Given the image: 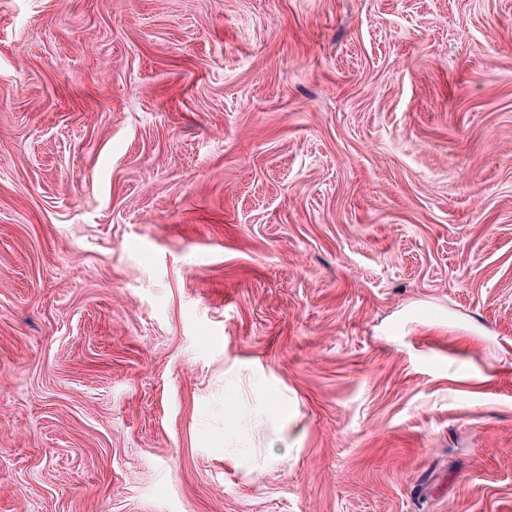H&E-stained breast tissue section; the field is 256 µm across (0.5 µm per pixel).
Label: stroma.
I'll return each instance as SVG.
<instances>
[{
  "instance_id": "stroma-1",
  "label": "stroma",
  "mask_w": 512,
  "mask_h": 512,
  "mask_svg": "<svg viewBox=\"0 0 512 512\" xmlns=\"http://www.w3.org/2000/svg\"><path fill=\"white\" fill-rule=\"evenodd\" d=\"M0 512H512V0H0ZM254 393L257 402L264 409L267 423L276 429H286L291 420L290 409L280 401L278 389L274 384L266 378L259 379Z\"/></svg>"
}]
</instances>
